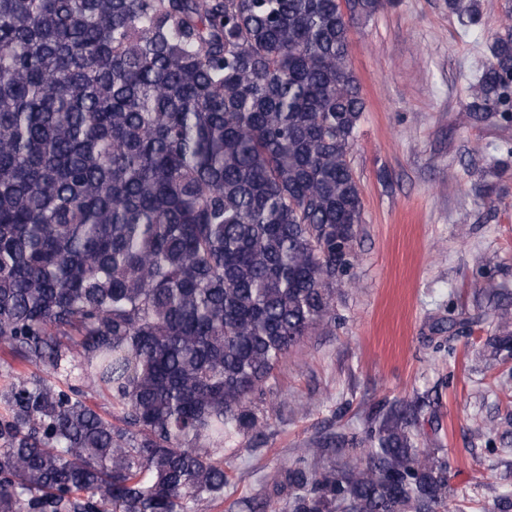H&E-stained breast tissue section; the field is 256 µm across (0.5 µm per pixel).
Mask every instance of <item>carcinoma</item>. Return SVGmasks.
Instances as JSON below:
<instances>
[{
    "mask_svg": "<svg viewBox=\"0 0 512 512\" xmlns=\"http://www.w3.org/2000/svg\"><path fill=\"white\" fill-rule=\"evenodd\" d=\"M0 0V512H200L256 398L335 319L364 112L350 25L391 0ZM465 33L480 0H448ZM512 116V29L468 85ZM486 348L512 355V311ZM101 396L108 409L89 405ZM413 407L284 512L448 508Z\"/></svg>",
    "mask_w": 512,
    "mask_h": 512,
    "instance_id": "cac0c4a2",
    "label": "carcinoma"
}]
</instances>
